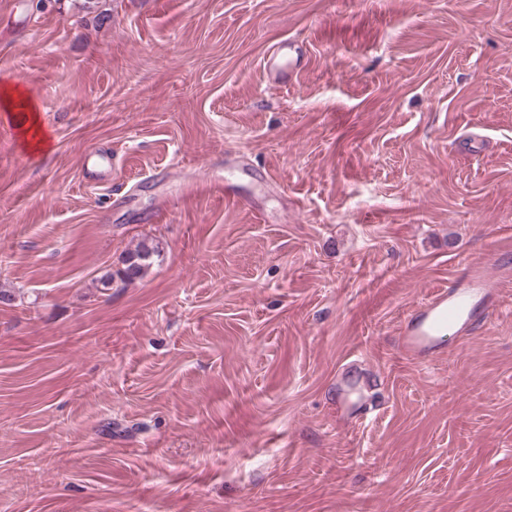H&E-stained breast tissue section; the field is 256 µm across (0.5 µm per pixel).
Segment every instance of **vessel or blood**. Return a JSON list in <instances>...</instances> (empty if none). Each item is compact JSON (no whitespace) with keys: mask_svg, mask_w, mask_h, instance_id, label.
Returning <instances> with one entry per match:
<instances>
[{"mask_svg":"<svg viewBox=\"0 0 512 512\" xmlns=\"http://www.w3.org/2000/svg\"><path fill=\"white\" fill-rule=\"evenodd\" d=\"M261 66L269 77L284 84L297 64L293 57L274 54ZM111 167V153L96 150L91 152L82 174L86 180L97 182ZM501 257V263L492 268L478 263L469 266L465 274L449 280L447 286L432 290L405 317L399 340L407 357L425 365L432 363L446 334H468L498 308L502 284L512 276V267L507 264L512 249L503 248Z\"/></svg>","mask_w":512,"mask_h":512,"instance_id":"1","label":"vessel or blood"}]
</instances>
